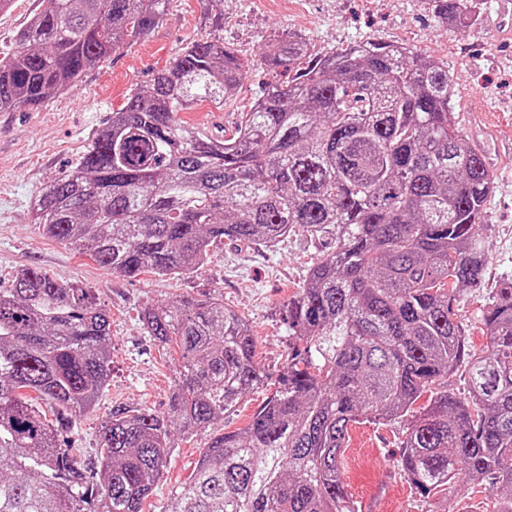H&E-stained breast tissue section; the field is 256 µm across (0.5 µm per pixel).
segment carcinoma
Segmentation results:
<instances>
[{"label":"carcinoma","instance_id":"obj_1","mask_svg":"<svg viewBox=\"0 0 512 512\" xmlns=\"http://www.w3.org/2000/svg\"><path fill=\"white\" fill-rule=\"evenodd\" d=\"M166 2L41 0L0 58V112L73 87L149 34ZM207 2L205 35L33 203L45 235L127 277L188 274L226 238L272 246L302 230L335 241L286 305L292 343L277 390L246 427L209 439L166 512H356L339 468L348 426L407 416L461 368L468 396L439 391L413 416L401 469L425 498L461 474L512 512V279L482 314L489 349L470 353L453 302L483 286L495 174L458 131L448 66L405 44L317 53L282 37L259 56L288 80L209 135L179 112L224 104L245 69L224 44L223 0ZM429 3L451 29L479 10ZM139 320L177 354L167 410L112 411L84 465L63 433L109 381L108 314L88 289L38 268L0 289V512H143L174 436L207 431L268 380L250 326L218 297L149 305Z\"/></svg>","mask_w":512,"mask_h":512}]
</instances>
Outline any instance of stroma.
Listing matches in <instances>:
<instances>
[{"label": "stroma", "instance_id": "obj_1", "mask_svg": "<svg viewBox=\"0 0 512 512\" xmlns=\"http://www.w3.org/2000/svg\"><path fill=\"white\" fill-rule=\"evenodd\" d=\"M205 8L204 0H169L151 33L85 72L72 89L35 110L0 112V289L11 287L19 270L36 267L58 282L90 289L110 319L109 381L95 406L78 416L64 435L67 447L87 462L96 454L100 425L113 410L141 408L160 414L167 408L175 362L143 329V307L187 297H222L249 323L256 360L274 376L288 361L285 305L310 266L333 246L331 237L302 232L271 247L228 240L214 247L208 261L191 274L147 270L129 278L47 238L35 224L36 193L77 161L93 132L124 106L129 94L147 85L186 43L202 37ZM497 8L498 0H484L475 25L444 30L427 0H224V42L238 50L248 74L224 106L202 102L180 115L195 129L232 127L262 87L284 78L257 61L262 42L274 34L300 36L318 52L362 40L406 42L447 63L459 130L484 146L496 175L480 230L488 256L484 285L461 293L454 306L468 347L476 353L489 344L481 329L488 297L503 278L512 276V31L499 27ZM273 391V386L259 385L214 423L211 432L244 428ZM405 427L402 420L349 426L342 481L359 512H431L440 499L447 501L450 512H498L499 498L484 484L458 482L438 498H422L400 467ZM206 441L203 434L177 438L144 512H166Z\"/></svg>", "mask_w": 512, "mask_h": 512}]
</instances>
